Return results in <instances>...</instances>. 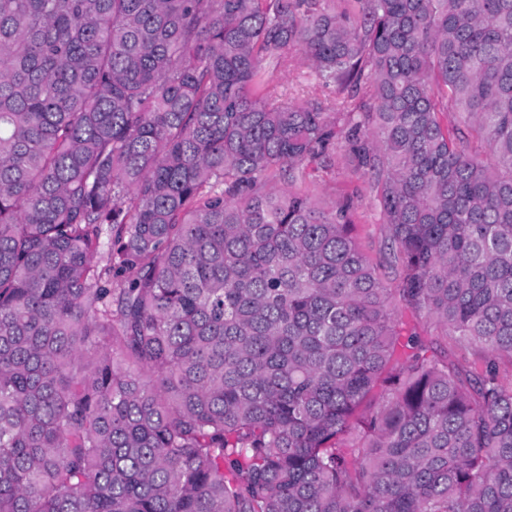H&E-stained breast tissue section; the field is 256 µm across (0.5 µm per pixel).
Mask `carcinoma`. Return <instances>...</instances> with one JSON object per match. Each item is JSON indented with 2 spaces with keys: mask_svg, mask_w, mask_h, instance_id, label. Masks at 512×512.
<instances>
[{
  "mask_svg": "<svg viewBox=\"0 0 512 512\" xmlns=\"http://www.w3.org/2000/svg\"><path fill=\"white\" fill-rule=\"evenodd\" d=\"M328 2L0 0V512H512V0ZM343 119L394 288L272 186ZM268 82L264 93L269 99L289 98L314 106H327L336 99V86H322L311 65L297 47L288 48L287 60L267 64ZM402 320L405 325L404 334H416L426 342H433L438 350L445 351L448 354V360L455 362L462 367L481 366L479 354L475 352L470 346L458 342L456 339L448 336H437L438 331L434 325L426 318L417 313H412L408 310H400Z\"/></svg>",
  "mask_w": 512,
  "mask_h": 512,
  "instance_id": "carcinoma-1",
  "label": "carcinoma"
}]
</instances>
